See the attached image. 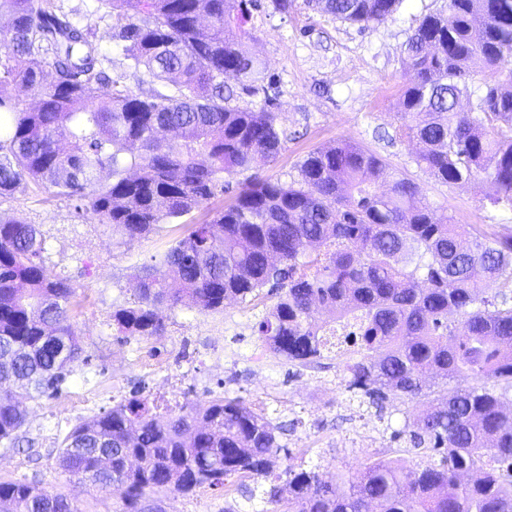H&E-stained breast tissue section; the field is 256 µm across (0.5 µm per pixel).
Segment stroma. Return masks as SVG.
<instances>
[{
	"mask_svg": "<svg viewBox=\"0 0 512 512\" xmlns=\"http://www.w3.org/2000/svg\"><path fill=\"white\" fill-rule=\"evenodd\" d=\"M442 3L405 0L395 21L365 30L321 15L305 0H296L287 14L268 5L254 11L253 38L246 46L265 64L260 84L276 83L274 110L291 135L281 154L262 165V174L284 182L297 179L298 164L310 151L346 139L377 153L389 169L407 172L426 200L455 223H488L492 188L484 176L456 184L435 181L417 168L407 138L388 142L378 136L399 108L405 82L401 47L419 19ZM65 5L94 33L99 50L111 56L113 75H124L126 84L137 88L95 0H66ZM0 216L39 225L49 268L77 289L71 323L84 349L60 394L26 403L24 428L36 453L28 459L0 449V480L35 475L51 492L71 493L72 485L56 465L62 437L136 392L172 406L217 395L238 397L276 421L294 422V431L280 437L292 457L278 459V474L289 464L322 475L349 474L377 456L386 442L392 445L389 458H416L408 438L390 440L392 431L404 426L400 400L388 399L383 411H376L360 391L348 390L339 360L321 358L301 366L269 350L257 327L272 298L258 305L229 300L219 311L165 308L163 335L117 332L113 312L134 306L143 267L186 235L183 222L159 225L131 240L92 214L77 212L71 199L35 188L0 198ZM152 499L165 512H224L228 507L264 512L266 507L262 499L247 501L209 487L190 496L159 492Z\"/></svg>",
	"mask_w": 512,
	"mask_h": 512,
	"instance_id": "obj_1",
	"label": "stroma"
}]
</instances>
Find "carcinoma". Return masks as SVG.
I'll return each mask as SVG.
<instances>
[{"label":"carcinoma","instance_id":"obj_1","mask_svg":"<svg viewBox=\"0 0 512 512\" xmlns=\"http://www.w3.org/2000/svg\"><path fill=\"white\" fill-rule=\"evenodd\" d=\"M130 68L156 87L142 97L112 81V58L64 0H0V197L34 184L130 239L203 207L224 176L250 173L235 196L172 243L141 279L135 306L112 313L125 336H160L161 308L200 312L245 301L271 286L276 302L258 323L269 349L301 364L340 344L349 387L377 409L431 394L427 372L457 385L432 412L406 416L412 448L428 460L368 458L357 474L322 478L288 467L287 486L260 491L271 512H512V0H444L402 46L406 82L396 132L416 163L442 183L480 173L495 188L497 223L453 224L437 216L415 180L376 188L385 162L338 140L309 152L299 180L259 173L288 140L266 107L229 105L231 75L254 85L263 62L245 48L259 0H97ZM365 29L396 19L404 0H306ZM483 75L478 91L467 78ZM19 86L32 106L5 93ZM108 171L111 180H100ZM38 227L0 217V385L19 397L55 396L79 360L71 280L52 273ZM498 283L486 295L479 285ZM323 309L353 330L336 340ZM158 401L134 395L73 427L57 465L66 480L118 495L119 512H143L150 493L189 496L238 474L269 479L289 456L286 431L239 397L189 403L161 419ZM26 411L0 400V444L30 448ZM7 512H81L76 496L25 480L0 481Z\"/></svg>","mask_w":512,"mask_h":512}]
</instances>
